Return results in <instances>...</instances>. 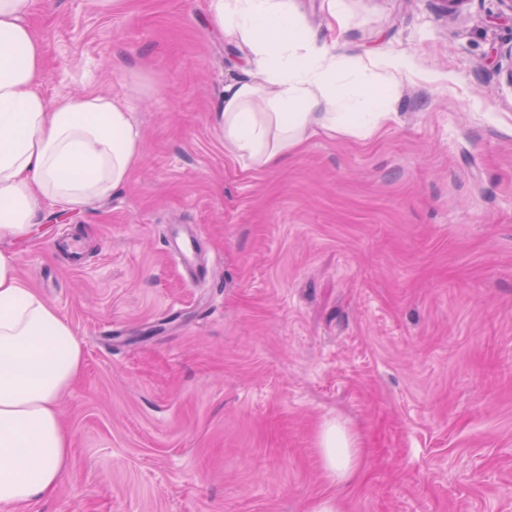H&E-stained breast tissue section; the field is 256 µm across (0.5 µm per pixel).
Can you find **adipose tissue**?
<instances>
[{"instance_id":"adipose-tissue-1","label":"adipose tissue","mask_w":512,"mask_h":512,"mask_svg":"<svg viewBox=\"0 0 512 512\" xmlns=\"http://www.w3.org/2000/svg\"><path fill=\"white\" fill-rule=\"evenodd\" d=\"M33 0H0V238L26 236L42 201L93 208L122 187L142 150L126 108L110 96L39 89L45 45L26 24ZM213 23L250 47L257 77L225 85L219 120L233 155L268 167L317 131L365 137L394 111L402 63L386 59V81L367 86L333 47L279 0H210ZM358 89L347 97L341 77ZM344 116H337V107ZM71 326L0 251V504L22 506L57 487L70 465L59 403L81 374ZM328 479L347 483L360 450L340 423L320 441Z\"/></svg>"}]
</instances>
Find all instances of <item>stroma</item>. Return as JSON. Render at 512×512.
Here are the masks:
<instances>
[{
  "label": "stroma",
  "instance_id": "obj_1",
  "mask_svg": "<svg viewBox=\"0 0 512 512\" xmlns=\"http://www.w3.org/2000/svg\"><path fill=\"white\" fill-rule=\"evenodd\" d=\"M283 2L366 83L387 56L406 73L374 134L257 168L216 118L251 53L208 0H35L45 98L112 96L143 148L94 208L0 240L84 351L68 473L0 512H512V9ZM181 227L210 282L170 261ZM336 421L363 448L342 486ZM323 467L336 485L347 483L355 474L360 458L356 440L340 423H329L321 433Z\"/></svg>",
  "mask_w": 512,
  "mask_h": 512
}]
</instances>
